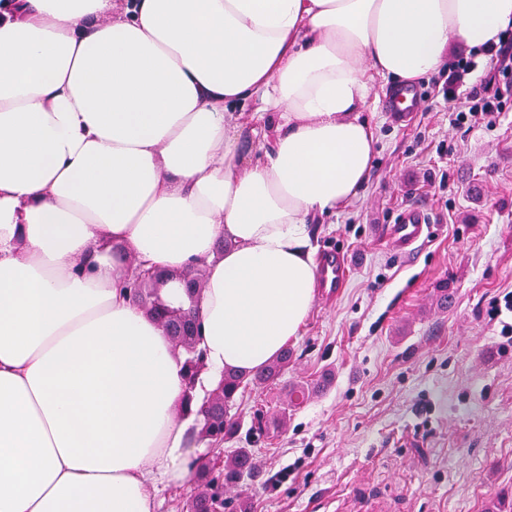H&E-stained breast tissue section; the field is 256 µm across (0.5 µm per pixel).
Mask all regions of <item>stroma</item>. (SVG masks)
<instances>
[{"label":"stroma","instance_id":"1","mask_svg":"<svg viewBox=\"0 0 512 512\" xmlns=\"http://www.w3.org/2000/svg\"><path fill=\"white\" fill-rule=\"evenodd\" d=\"M447 77L418 82L422 108L403 120L375 84L368 182L313 226L317 253L347 257V285L317 297L288 343L285 380H333L255 448L253 512H489L512 500V339L490 317L512 291V99L495 127L454 124ZM412 204L435 230L407 256L386 229Z\"/></svg>","mask_w":512,"mask_h":512}]
</instances>
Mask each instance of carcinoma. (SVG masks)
I'll return each instance as SVG.
<instances>
[{
	"mask_svg": "<svg viewBox=\"0 0 512 512\" xmlns=\"http://www.w3.org/2000/svg\"><path fill=\"white\" fill-rule=\"evenodd\" d=\"M129 288L132 299L147 314L155 318L169 336L174 349L184 356L186 396L179 412L195 415L200 427L197 439L207 445V451L194 462L193 492L186 501V512H251V496L248 486L256 481L257 472L253 462L252 446L265 439L277 436L288 424V408L306 402L313 394L329 387L332 377L323 376L314 384L284 385V407L271 415L256 411L250 427L242 430L240 417L232 412L236 394L247 385L265 386L274 383L288 369L293 357L292 349L286 347L263 369L251 376L228 373L212 393L196 409H191L190 392L205 368L204 353L199 348L200 323L194 305L174 304L161 295V286L168 281L181 282L191 278L204 282L202 269L186 272L143 274V267L132 264ZM234 442L244 444L230 454L223 455L222 445ZM234 489L232 500H224V489Z\"/></svg>",
	"mask_w": 512,
	"mask_h": 512,
	"instance_id": "carcinoma-1",
	"label": "carcinoma"
}]
</instances>
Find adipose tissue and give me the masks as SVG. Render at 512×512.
<instances>
[{"mask_svg": "<svg viewBox=\"0 0 512 512\" xmlns=\"http://www.w3.org/2000/svg\"><path fill=\"white\" fill-rule=\"evenodd\" d=\"M510 27L512 0H0V512H156L204 446L123 254L205 272L195 399L265 366L316 299L313 219L368 179L375 80Z\"/></svg>", "mask_w": 512, "mask_h": 512, "instance_id": "obj_1", "label": "adipose tissue"}]
</instances>
